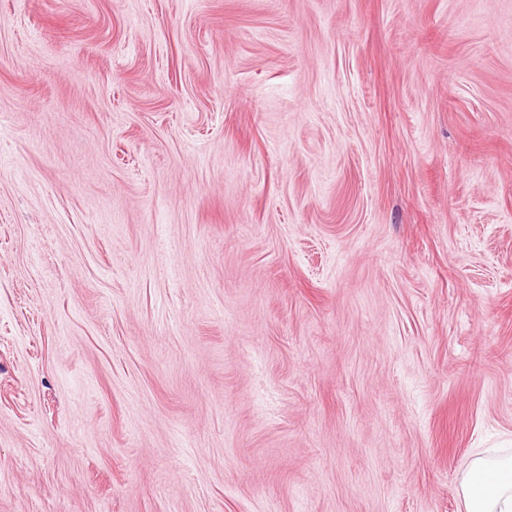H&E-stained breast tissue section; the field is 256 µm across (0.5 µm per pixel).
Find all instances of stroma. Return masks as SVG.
<instances>
[{
    "label": "stroma",
    "mask_w": 512,
    "mask_h": 512,
    "mask_svg": "<svg viewBox=\"0 0 512 512\" xmlns=\"http://www.w3.org/2000/svg\"><path fill=\"white\" fill-rule=\"evenodd\" d=\"M512 440V0H0V512H465Z\"/></svg>",
    "instance_id": "stroma-1"
}]
</instances>
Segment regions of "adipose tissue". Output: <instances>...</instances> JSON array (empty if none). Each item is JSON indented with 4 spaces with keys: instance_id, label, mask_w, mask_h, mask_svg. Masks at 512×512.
<instances>
[{
    "instance_id": "obj_1",
    "label": "adipose tissue",
    "mask_w": 512,
    "mask_h": 512,
    "mask_svg": "<svg viewBox=\"0 0 512 512\" xmlns=\"http://www.w3.org/2000/svg\"><path fill=\"white\" fill-rule=\"evenodd\" d=\"M466 512H512V458L474 459L462 481Z\"/></svg>"
}]
</instances>
